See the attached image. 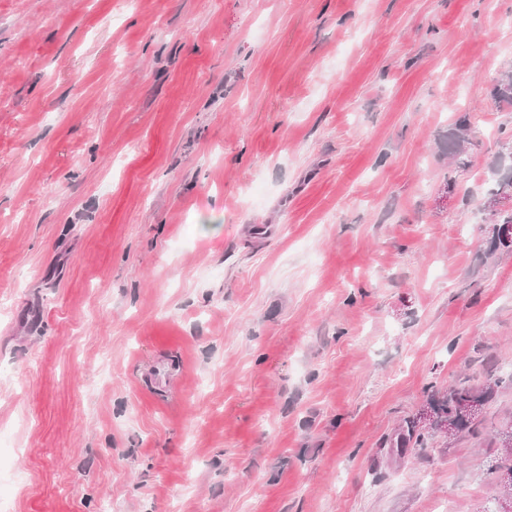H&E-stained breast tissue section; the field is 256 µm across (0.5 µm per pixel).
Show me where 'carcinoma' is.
<instances>
[{
    "instance_id": "1",
    "label": "carcinoma",
    "mask_w": 512,
    "mask_h": 512,
    "mask_svg": "<svg viewBox=\"0 0 512 512\" xmlns=\"http://www.w3.org/2000/svg\"><path fill=\"white\" fill-rule=\"evenodd\" d=\"M492 98L497 105L512 107V74L502 78L492 90ZM468 130L467 117L461 115L454 123V131L448 136L447 151L455 154L461 150L465 142L464 132ZM489 199L512 198V174L498 180L488 192ZM493 248L512 247V238L508 239L501 235L500 228L505 224L512 225V212L496 210L493 213ZM494 384L473 387L460 383L448 388V392L442 396L431 394L425 401L424 407L431 412L432 423H423L420 416L416 415L406 421L397 430L394 437L387 439L389 447L394 449L397 455L401 456L409 448H422L428 437L438 433L436 424L453 419L459 432L468 431L473 425L475 416L469 413V409L483 408L494 394Z\"/></svg>"
}]
</instances>
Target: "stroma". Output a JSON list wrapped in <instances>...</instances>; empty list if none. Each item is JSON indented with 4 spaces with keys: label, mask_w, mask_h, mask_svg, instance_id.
I'll list each match as a JSON object with an SVG mask.
<instances>
[{
    "label": "stroma",
    "mask_w": 512,
    "mask_h": 512,
    "mask_svg": "<svg viewBox=\"0 0 512 512\" xmlns=\"http://www.w3.org/2000/svg\"><path fill=\"white\" fill-rule=\"evenodd\" d=\"M510 21L512 0H0V512H490ZM490 379L473 431L383 447Z\"/></svg>",
    "instance_id": "stroma-1"
}]
</instances>
